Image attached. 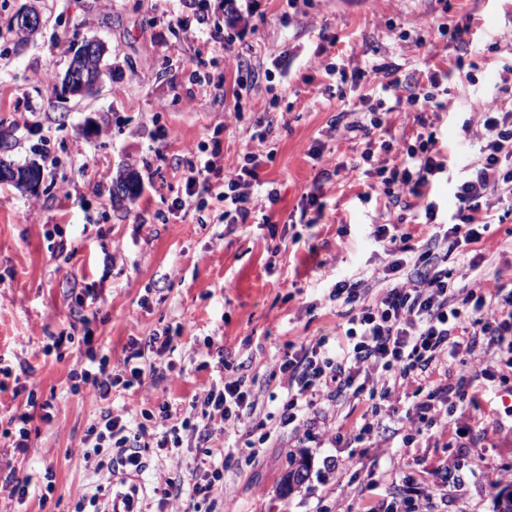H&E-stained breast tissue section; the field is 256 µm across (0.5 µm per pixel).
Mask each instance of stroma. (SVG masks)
Instances as JSON below:
<instances>
[{
  "label": "stroma",
  "mask_w": 512,
  "mask_h": 512,
  "mask_svg": "<svg viewBox=\"0 0 512 512\" xmlns=\"http://www.w3.org/2000/svg\"><path fill=\"white\" fill-rule=\"evenodd\" d=\"M225 0H0V135L7 137L10 160L38 163L43 179L23 192L0 182V363L12 369L0 393V432L22 384L39 401L53 405L52 423L34 420L26 451L0 436V478L10 468L52 473L54 497L31 496L14 512H71L77 494H94L105 483L83 457L80 440L101 411L89 390L72 394L69 373L84 353L65 348L45 355L49 335L68 329L77 316L79 296L95 295L96 317L89 328L109 350L111 369H120L130 337L170 328L173 352L158 356L162 377L154 384L114 394V410L136 413L169 402L177 409L208 384V370L192 351L212 338L224 346V359L241 368L259 390L264 409L277 412L282 390L270 376L273 360L287 341L299 336H335L342 318L324 285L336 275L363 272L381 276L390 257L367 239L384 209L382 196L352 162L361 149L344 135L328 140L322 162L309 148L327 133L339 112L359 107L362 95L380 91L372 66L393 62L407 77L427 71L450 72L451 108L432 119L447 139L448 152L463 162L477 160L479 146L461 125L480 127V102L500 94L512 74V0H257L247 15L251 62L270 80L251 84L235 99L237 61L209 41L210 28L226 25ZM36 8L39 29L19 40L11 24ZM465 29L464 42L446 41L437 26ZM422 44H415L414 36ZM100 40L112 77L99 95L64 96L62 79L78 41ZM475 64V86L458 93L465 77L456 58ZM364 68L367 81L338 92L325 70ZM268 116L266 143L250 138L256 117ZM219 140L213 180L221 187L245 153L264 155L258 171L262 190L274 191L268 224H227L224 204L209 195L203 209L173 212L184 170L178 161L200 142ZM339 168L320 177L321 168ZM139 175L134 196L115 200L112 186L124 169ZM316 194L322 213L303 211ZM481 242L490 262L484 279H512V211L499 204ZM65 252H58V243ZM499 366L486 388L482 410L461 418L471 439L484 447L483 460L458 449L453 482L440 483L437 467L447 458L444 438L401 447L410 425L405 410L413 386L390 399L393 414L383 422L378 448L349 440L347 434L370 404L368 395L347 396L331 408L325 423L296 435L273 438L258 456L228 436L232 461L224 472V512H358L368 481L381 488L410 476L436 484L431 512H495L498 471L512 469V439L494 435L508 396ZM148 466L139 478L143 512H156L159 486L188 479L201 452L182 451L184 469H173L165 455L145 449ZM309 462L304 482L287 495L280 480L292 458Z\"/></svg>",
  "instance_id": "stroma-1"
}]
</instances>
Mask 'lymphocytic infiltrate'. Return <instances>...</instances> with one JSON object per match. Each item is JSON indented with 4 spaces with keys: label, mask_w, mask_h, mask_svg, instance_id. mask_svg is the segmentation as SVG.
Instances as JSON below:
<instances>
[{
    "label": "lymphocytic infiltrate",
    "mask_w": 512,
    "mask_h": 512,
    "mask_svg": "<svg viewBox=\"0 0 512 512\" xmlns=\"http://www.w3.org/2000/svg\"><path fill=\"white\" fill-rule=\"evenodd\" d=\"M384 93L407 88L410 102L420 104L414 121L418 130L411 138L397 140L389 132L391 112L384 99L365 110L338 113L336 120L344 133L359 137L363 149L357 167H372L376 177L374 192L383 195L387 209L383 223L372 225L370 236L390 255L383 270L382 288L375 299H367L368 280L339 278L329 289V300L345 309L346 322L336 337L300 336L289 341L275 358L273 377L283 388L278 426L299 432L310 416L326 407L340 405L348 391L372 387L379 401L364 411L352 426L358 442L374 443L382 426L381 405L403 385H415L417 395L405 412L414 425L415 436L402 440L412 447L416 439L447 436L452 448L467 446L477 453L476 441H465V427L457 417L460 405L478 410L482 390L471 389L470 378L459 376L453 383H432V375L453 363L470 366L475 375L491 376L487 362L478 359V346L495 349L498 359L512 368V288L495 281L493 290L483 289L480 281L460 283L449 267L451 260L463 258L470 271L486 262L478 250L488 223L477 220L482 210L512 198V109L489 101L484 109L478 140L479 157L465 165L464 175L455 183L453 212L440 215L433 189L447 171L449 161L440 147L441 131L428 115L448 108L447 73L430 72L425 83L404 85L395 64L379 68ZM188 175L184 194L174 200L175 210L190 209L196 199L212 188L213 162L202 155L186 161ZM260 165L257 153L249 152L232 175L224 180L226 203L224 221L246 223L256 212L259 198L253 192ZM419 205L429 237L421 247L409 243L403 232L406 213ZM82 336L86 347L72 378L91 388L104 406L100 415L85 430L81 440L85 459L95 460L97 468L138 473L146 468L143 451L156 448L165 452L175 467H182L181 451L198 448L202 456L184 484H167L158 502L160 512H198L208 503L209 512H218L224 501V451L215 439L226 431L242 436L246 448L265 444L267 435H256L254 419L261 408L258 394L245 387L240 376L224 371V348L207 340L200 350L202 367H214L218 379L194 395L184 413L173 416L169 403L153 409H140L138 419L113 412L114 392L142 387L158 375L155 363L147 360L146 350L165 353L172 341L168 331L130 338L119 371L108 368V355L93 347L87 316ZM24 411L14 413L0 437L12 447L26 451L34 408H41L43 422L53 420L51 403H38L28 393ZM434 496L429 484L407 480L398 495L380 496L367 512H429Z\"/></svg>",
    "instance_id": "lymphocytic-infiltrate-1"
}]
</instances>
